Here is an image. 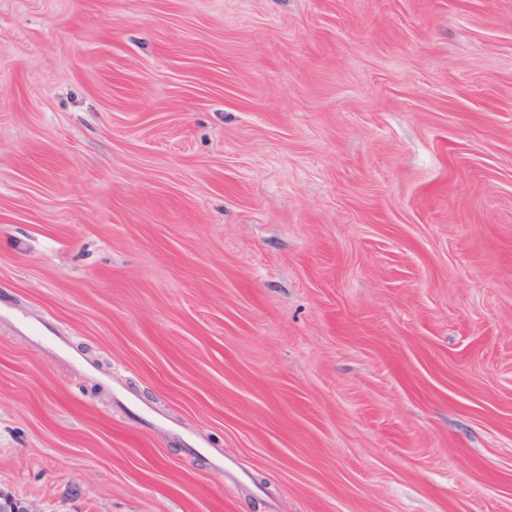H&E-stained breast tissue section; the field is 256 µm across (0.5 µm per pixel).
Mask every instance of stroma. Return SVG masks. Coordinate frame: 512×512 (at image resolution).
Returning <instances> with one entry per match:
<instances>
[{
    "mask_svg": "<svg viewBox=\"0 0 512 512\" xmlns=\"http://www.w3.org/2000/svg\"><path fill=\"white\" fill-rule=\"evenodd\" d=\"M8 500L512 512V0H0Z\"/></svg>",
    "mask_w": 512,
    "mask_h": 512,
    "instance_id": "35a3bbf8",
    "label": "stroma"
}]
</instances>
